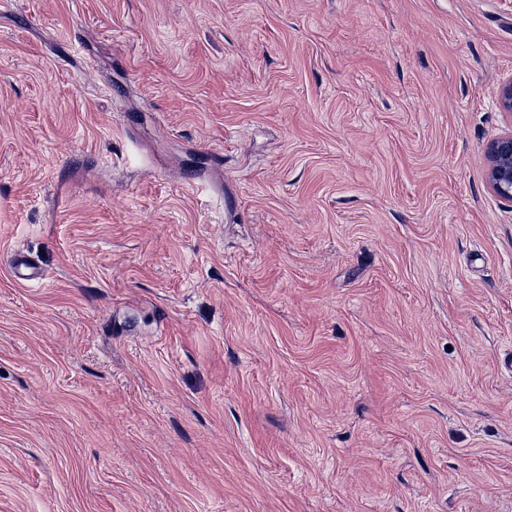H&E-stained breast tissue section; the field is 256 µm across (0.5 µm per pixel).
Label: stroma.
<instances>
[{"label":"stroma","mask_w":512,"mask_h":512,"mask_svg":"<svg viewBox=\"0 0 512 512\" xmlns=\"http://www.w3.org/2000/svg\"><path fill=\"white\" fill-rule=\"evenodd\" d=\"M511 81L512 0H0V512H512ZM488 156L490 188L500 197L512 200V131L489 146ZM11 273L15 280L19 282H39L44 277L41 268L22 254L15 256Z\"/></svg>","instance_id":"stroma-1"}]
</instances>
